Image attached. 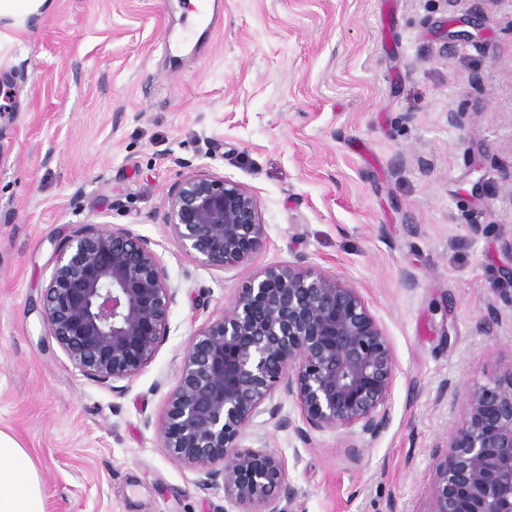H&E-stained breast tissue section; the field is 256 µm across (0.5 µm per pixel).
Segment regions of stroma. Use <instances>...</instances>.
<instances>
[{"label":"stroma","instance_id":"35a3bbf8","mask_svg":"<svg viewBox=\"0 0 512 512\" xmlns=\"http://www.w3.org/2000/svg\"><path fill=\"white\" fill-rule=\"evenodd\" d=\"M463 21L472 40L450 42ZM166 0H55L0 46V431L47 512H236L162 447L194 333L254 275L294 264L358 287L397 367L386 429L361 441L268 415L285 512H426L457 390L512 361V0H224L208 50L166 54ZM457 120H449V113ZM203 171L251 189L267 245L201 266L164 225ZM96 221L149 239L177 290L152 362L84 376L41 309L57 248Z\"/></svg>","mask_w":512,"mask_h":512}]
</instances>
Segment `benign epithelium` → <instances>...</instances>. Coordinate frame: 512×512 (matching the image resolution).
<instances>
[{"label": "benign epithelium", "mask_w": 512, "mask_h": 512, "mask_svg": "<svg viewBox=\"0 0 512 512\" xmlns=\"http://www.w3.org/2000/svg\"><path fill=\"white\" fill-rule=\"evenodd\" d=\"M165 226L203 266L251 261L266 245L256 195L206 172L169 193ZM176 302L151 242L88 222L56 251L42 318L69 360L99 383L128 380L155 357ZM396 359L359 288L296 266L263 268L222 317L191 339L159 428L162 447L219 482L237 512H284L292 497L283 460L241 445L263 413L276 418L282 392L307 429L371 437L389 421ZM461 423L441 444L427 512H512V363L455 394Z\"/></svg>", "instance_id": "7a95c632"}]
</instances>
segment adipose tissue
Listing matches in <instances>:
<instances>
[{"mask_svg":"<svg viewBox=\"0 0 512 512\" xmlns=\"http://www.w3.org/2000/svg\"><path fill=\"white\" fill-rule=\"evenodd\" d=\"M0 512H46L34 463L25 448L0 432Z\"/></svg>","mask_w":512,"mask_h":512,"instance_id":"1","label":"adipose tissue"}]
</instances>
